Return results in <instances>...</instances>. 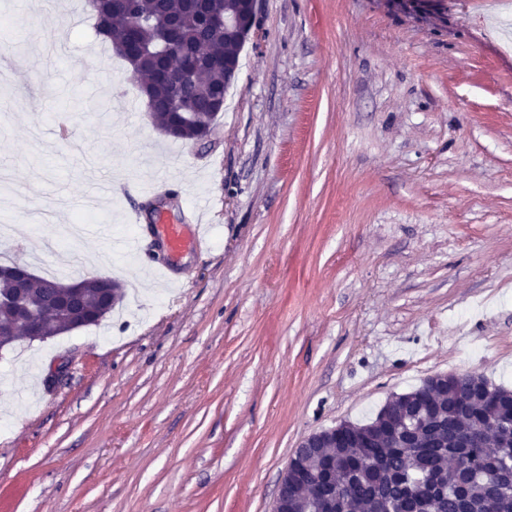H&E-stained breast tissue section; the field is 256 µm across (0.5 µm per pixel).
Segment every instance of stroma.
I'll return each mask as SVG.
<instances>
[{
	"instance_id": "35a3bbf8",
	"label": "stroma",
	"mask_w": 512,
	"mask_h": 512,
	"mask_svg": "<svg viewBox=\"0 0 512 512\" xmlns=\"http://www.w3.org/2000/svg\"><path fill=\"white\" fill-rule=\"evenodd\" d=\"M77 2L0 0V27L37 21L0 55L43 78L0 81V264L115 279L122 317L0 349V512H272L309 434L438 374L512 389L498 0H257L203 144L151 125ZM88 161L118 188L167 178L168 223L210 206L207 246L152 254L131 199L77 178Z\"/></svg>"
}]
</instances>
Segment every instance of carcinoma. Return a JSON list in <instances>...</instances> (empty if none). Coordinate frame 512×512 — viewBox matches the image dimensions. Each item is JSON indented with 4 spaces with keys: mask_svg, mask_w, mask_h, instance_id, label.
<instances>
[{
    "mask_svg": "<svg viewBox=\"0 0 512 512\" xmlns=\"http://www.w3.org/2000/svg\"><path fill=\"white\" fill-rule=\"evenodd\" d=\"M96 31L111 42L135 77L151 123L177 140H203L221 109L218 102L238 70L244 42L203 24L192 0H133L132 10H112V0H88ZM180 24V41L206 62L173 100L159 77L169 20ZM101 298L97 278L82 280L83 312L57 303L74 293L73 283L37 277L26 296L40 309L42 329L58 336L82 317L101 320L121 299ZM325 453L312 461L303 450L292 470L309 502H336L334 512H512V390L478 374L431 377L392 397L365 424L342 423L321 434Z\"/></svg>",
    "mask_w": 512,
    "mask_h": 512,
    "instance_id": "cac0c4a2",
    "label": "carcinoma"
}]
</instances>
